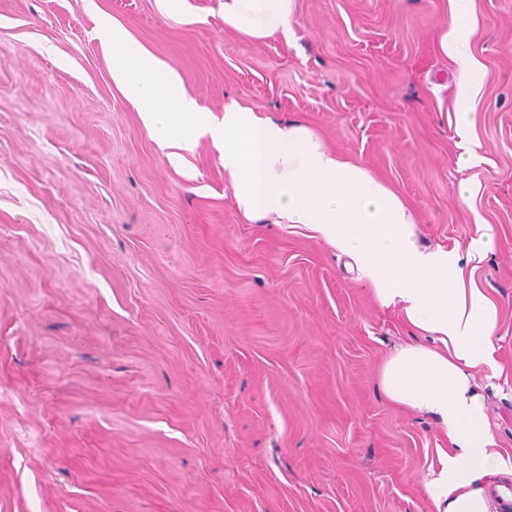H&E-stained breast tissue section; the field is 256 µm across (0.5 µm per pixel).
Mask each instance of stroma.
Returning <instances> with one entry per match:
<instances>
[{
  "mask_svg": "<svg viewBox=\"0 0 512 512\" xmlns=\"http://www.w3.org/2000/svg\"><path fill=\"white\" fill-rule=\"evenodd\" d=\"M453 13L295 0L254 41L224 0H0V512H435L444 435L377 389L399 311L306 225L245 222L219 142L161 147L104 19L201 111L305 122L378 174L420 247L493 227L467 265L498 312L475 381L512 457V0L470 2L467 126ZM469 2L470 0H455L456 10L452 18L449 34L448 30H446L441 38L443 51L448 54L449 50L457 59L462 71L469 73V77L463 79L460 83L456 97V112L465 123H471L474 114L472 87L475 76L470 68L468 47Z\"/></svg>",
  "mask_w": 512,
  "mask_h": 512,
  "instance_id": "35a3bbf8",
  "label": "stroma"
}]
</instances>
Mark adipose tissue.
<instances>
[{
    "mask_svg": "<svg viewBox=\"0 0 512 512\" xmlns=\"http://www.w3.org/2000/svg\"><path fill=\"white\" fill-rule=\"evenodd\" d=\"M295 0H224V26L241 37L287 35ZM470 0L456 10L441 47L465 71L456 111L473 120L469 78ZM104 41L120 59L112 78L161 145L189 151L205 136L224 146L222 162L238 211L247 220L306 224L353 258L382 307H399L415 340L380 366L379 392L393 405L426 415L448 442L425 480L436 512H491L488 477L502 466L474 373L493 367L497 310L467 286L458 250L416 243L414 213L365 166L330 151L305 124L284 123L230 100L205 120L181 85L115 25Z\"/></svg>",
    "mask_w": 512,
    "mask_h": 512,
    "instance_id": "1",
    "label": "adipose tissue"
}]
</instances>
